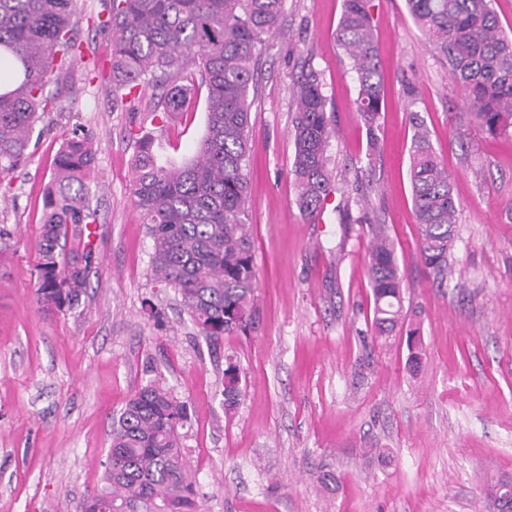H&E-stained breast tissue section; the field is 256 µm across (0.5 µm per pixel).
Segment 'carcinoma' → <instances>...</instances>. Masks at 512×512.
<instances>
[{
    "mask_svg": "<svg viewBox=\"0 0 512 512\" xmlns=\"http://www.w3.org/2000/svg\"><path fill=\"white\" fill-rule=\"evenodd\" d=\"M371 0H343L336 41L351 64L359 91L357 112L367 131L368 155L379 147L382 76ZM494 0H406L409 14L434 51L448 63L478 125L490 135L512 128V39L502 31ZM285 0H102L88 18L112 32V94L122 98L151 84L162 90L153 118L180 112L195 86L206 87V129L185 163L158 162L156 138L132 133V195L151 239L154 281L181 297L199 335L215 346L226 334L246 332L257 309V272L248 224L247 175L250 93L260 55L282 30ZM73 0H0V196L30 155L33 129L58 111L47 91L69 77V61L82 55ZM291 169L295 203L313 215L335 182L327 148L336 135L319 74L302 75L295 90ZM410 181L423 264L448 277V249L458 203L448 169L435 155L423 117L413 112ZM93 137L74 134L54 161L38 233L36 301L48 311L73 309L98 261L92 237L95 213L88 181L95 170ZM367 276L373 325L386 335L403 320V277L394 243L377 225ZM419 329L409 330V362L419 365ZM236 366L224 370V410L242 396ZM190 420L186 402L159 382L136 391L112 417L103 485L82 502V512H198L197 490L181 449L180 429ZM495 512H512V476L488 485Z\"/></svg>",
    "mask_w": 512,
    "mask_h": 512,
    "instance_id": "obj_1",
    "label": "carcinoma"
}]
</instances>
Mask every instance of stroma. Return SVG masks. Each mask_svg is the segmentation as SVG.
<instances>
[{
    "label": "stroma",
    "instance_id": "1",
    "mask_svg": "<svg viewBox=\"0 0 512 512\" xmlns=\"http://www.w3.org/2000/svg\"><path fill=\"white\" fill-rule=\"evenodd\" d=\"M100 9L76 0L83 60L48 85L59 109L33 133L35 150L0 202V225L14 231L0 251V512H77L101 485L113 413L153 378L189 404L183 445L201 512H489L488 480L512 475V131L481 130L405 0H373L385 107L381 149L366 157L358 83L335 40L343 0H285L248 140L258 314L248 335L213 348L151 277L131 134L149 125L154 91L113 104L112 36L86 25ZM88 64L98 68L90 82ZM308 69L335 114L336 182L359 180L368 222L341 221L340 208L357 205L340 193L313 216L293 202V91ZM206 96L199 88L158 131L162 160L192 157ZM413 112L460 204L443 282L418 253ZM83 131L97 148L89 202L99 265L77 308L47 311L35 296L43 197L57 151ZM375 224L387 225L403 276L406 327L387 338L372 324L366 273ZM148 300L160 321L145 313ZM413 325L425 353L416 371ZM230 361L242 397L228 413L220 391ZM325 471L335 484L321 483Z\"/></svg>",
    "mask_w": 512,
    "mask_h": 512
}]
</instances>
